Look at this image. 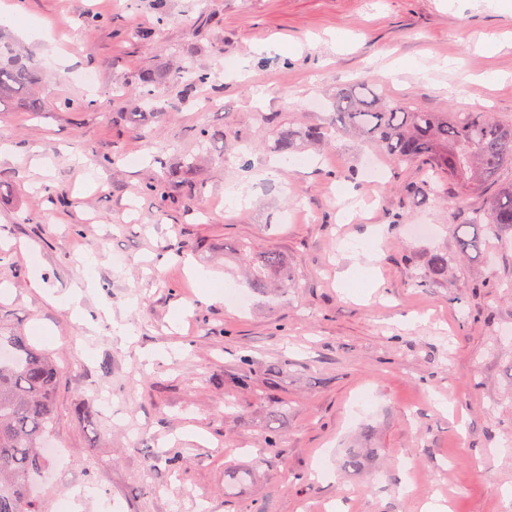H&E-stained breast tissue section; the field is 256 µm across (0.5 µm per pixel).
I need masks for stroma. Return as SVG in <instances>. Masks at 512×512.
Returning <instances> with one entry per match:
<instances>
[{"label": "stroma", "mask_w": 512, "mask_h": 512, "mask_svg": "<svg viewBox=\"0 0 512 512\" xmlns=\"http://www.w3.org/2000/svg\"><path fill=\"white\" fill-rule=\"evenodd\" d=\"M4 3L17 25L0 36L43 74L40 111H0V324L60 368L65 455L46 512L73 481L84 496L70 512H194L198 496L210 512H512V236L478 227L464 253L454 233L512 184V165L423 204L406 191L417 167L337 131L333 106L369 79L427 112L512 122V0ZM188 58L214 75L189 95L175 78ZM443 59L456 69L434 70ZM228 60L248 78L224 73ZM397 60L412 67L393 78ZM203 127L220 134L204 156ZM311 128L323 138L270 153L280 131ZM194 154L202 200L146 192ZM231 188L249 203L230 205ZM371 233L376 287L341 284ZM244 242L281 256L286 291L251 288L234 262ZM439 251L447 273L425 277ZM76 286L75 313L62 298ZM364 391L370 408L353 412Z\"/></svg>", "instance_id": "35a3bbf8"}]
</instances>
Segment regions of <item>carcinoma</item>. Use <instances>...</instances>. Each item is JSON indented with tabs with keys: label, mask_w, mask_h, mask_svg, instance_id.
<instances>
[{
	"label": "carcinoma",
	"mask_w": 512,
	"mask_h": 512,
	"mask_svg": "<svg viewBox=\"0 0 512 512\" xmlns=\"http://www.w3.org/2000/svg\"><path fill=\"white\" fill-rule=\"evenodd\" d=\"M186 89L208 80V72L191 67L180 72ZM41 72L13 47L0 42V104L22 100L36 112L35 96ZM336 121L381 148L398 168L413 163L431 171L425 180L408 184L407 191L424 200L446 180L467 192L495 181L505 164H512V124L500 123L484 112H425L403 103L379 98L354 88L336 92ZM298 137L282 132L273 151L286 155ZM483 224L493 235L512 231V185L499 190L486 212L456 225L458 243L467 252L475 240L466 229ZM237 259L249 273L252 287H269L281 267L279 256L242 247ZM448 269V255L435 253L427 276L439 277ZM60 374L44 351L31 346L0 325V512H42L40 497L32 492L36 478L46 479L50 462L44 454L52 432L54 396Z\"/></svg>",
	"instance_id": "carcinoma-1"
}]
</instances>
